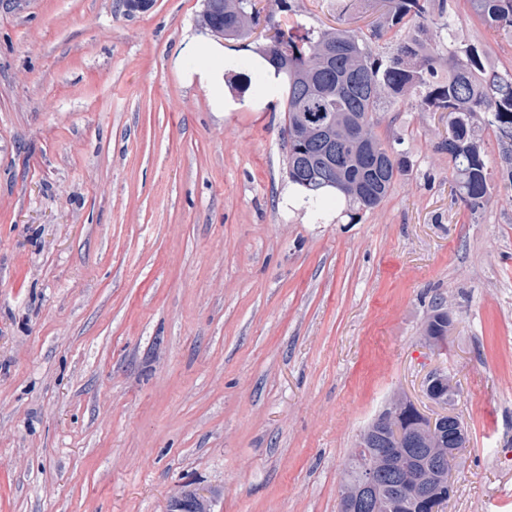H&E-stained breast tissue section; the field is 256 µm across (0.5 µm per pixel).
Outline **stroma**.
Masks as SVG:
<instances>
[{
    "mask_svg": "<svg viewBox=\"0 0 512 512\" xmlns=\"http://www.w3.org/2000/svg\"><path fill=\"white\" fill-rule=\"evenodd\" d=\"M202 0H0V512H339L396 390L470 431L445 512L512 496V202L471 213L444 112L379 114L411 167L324 223L286 197L284 99L212 111L174 60ZM458 39L512 43L457 0ZM452 318L419 339L434 297ZM452 373V406L425 380Z\"/></svg>",
    "mask_w": 512,
    "mask_h": 512,
    "instance_id": "obj_1",
    "label": "stroma"
}]
</instances>
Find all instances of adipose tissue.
I'll use <instances>...</instances> for the list:
<instances>
[{
  "mask_svg": "<svg viewBox=\"0 0 512 512\" xmlns=\"http://www.w3.org/2000/svg\"><path fill=\"white\" fill-rule=\"evenodd\" d=\"M182 56L193 61L184 72L185 83H196L205 88L213 111L226 110L229 101L224 95L223 45L201 35L189 34L184 38Z\"/></svg>",
  "mask_w": 512,
  "mask_h": 512,
  "instance_id": "1",
  "label": "adipose tissue"
}]
</instances>
